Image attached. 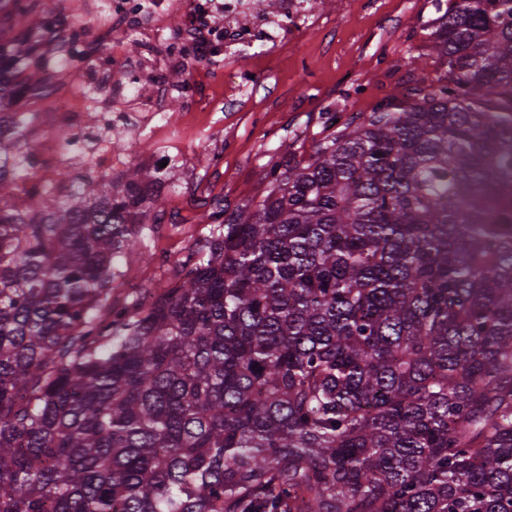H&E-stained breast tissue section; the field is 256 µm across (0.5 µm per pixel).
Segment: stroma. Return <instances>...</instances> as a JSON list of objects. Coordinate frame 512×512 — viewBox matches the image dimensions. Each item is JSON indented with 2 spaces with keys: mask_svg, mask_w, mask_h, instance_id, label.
<instances>
[{
  "mask_svg": "<svg viewBox=\"0 0 512 512\" xmlns=\"http://www.w3.org/2000/svg\"><path fill=\"white\" fill-rule=\"evenodd\" d=\"M0 0V40L19 42L43 18L40 0ZM61 15H79L92 52L77 68L55 64L52 83L82 93L84 75L102 54L97 47L106 0H55ZM319 27L300 33L287 56L250 57L259 72L255 93L234 113L204 109L188 121L179 99L167 109L163 133L145 135L134 161L147 164L158 147H174L186 158L192 177L188 197L160 193L152 197L138 242V258L129 264L118 297L126 299L163 281L160 258L176 262L210 229L208 212L227 211L261 199L270 164L308 158L317 142L340 123H359L385 99L403 97L420 77L442 71L428 48L426 26L436 13L432 0H322Z\"/></svg>",
  "mask_w": 512,
  "mask_h": 512,
  "instance_id": "35a3bbf8",
  "label": "stroma"
}]
</instances>
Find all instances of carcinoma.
<instances>
[{"label":"carcinoma","instance_id":"1","mask_svg":"<svg viewBox=\"0 0 512 512\" xmlns=\"http://www.w3.org/2000/svg\"><path fill=\"white\" fill-rule=\"evenodd\" d=\"M433 6L436 84L209 212L147 305L159 172L17 212L0 115V512H512V0Z\"/></svg>","mask_w":512,"mask_h":512}]
</instances>
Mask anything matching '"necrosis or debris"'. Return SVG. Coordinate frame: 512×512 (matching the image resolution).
Segmentation results:
<instances>
[{
    "label": "necrosis or debris",
    "instance_id": "obj_1",
    "mask_svg": "<svg viewBox=\"0 0 512 512\" xmlns=\"http://www.w3.org/2000/svg\"><path fill=\"white\" fill-rule=\"evenodd\" d=\"M111 8L112 64L86 73V94H54L49 111L35 113V145L26 155L13 207L35 206L48 187L58 198L76 199V184L55 181L58 167L77 161L85 169L118 175L133 155L130 143L163 127L169 98L180 96L192 109L206 103L205 88L193 81L178 89L158 80L145 83L148 68L180 61L194 44L203 59L223 58L224 99L214 108L232 112L257 84L241 52L286 51L316 19L314 0H280L273 16L255 10L252 0H112ZM174 13L179 25L171 36L165 21ZM133 37L144 45L136 59L126 54ZM118 138L126 142V150L115 147Z\"/></svg>",
    "mask_w": 512,
    "mask_h": 512
}]
</instances>
